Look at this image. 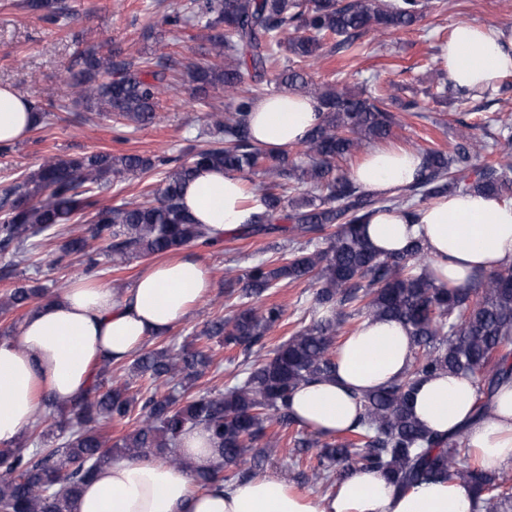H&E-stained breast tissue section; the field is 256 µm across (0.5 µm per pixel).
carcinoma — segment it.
I'll list each match as a JSON object with an SVG mask.
<instances>
[{"label":"carcinoma","mask_w":512,"mask_h":512,"mask_svg":"<svg viewBox=\"0 0 512 512\" xmlns=\"http://www.w3.org/2000/svg\"><path fill=\"white\" fill-rule=\"evenodd\" d=\"M24 8L54 22L66 10L63 0H25ZM427 9V0H188L184 12L168 16L166 23L204 31L208 61L203 65L171 55L124 56L120 50L100 56L91 47L79 54L69 77L49 93V103L68 99L87 112L114 114L137 129L155 122L160 97L186 75L204 97L210 88L224 90L229 116L212 114L210 147H188L185 160L173 166L165 158L135 154L45 156L0 198L5 273L26 262L43 239L61 240L59 260L80 256L90 268L99 255L120 267L132 257L221 243L223 234L194 222L181 205L184 185L202 167L238 176L247 194L261 197L265 210L241 230L291 235L288 257L277 264L254 261L242 276L229 279L230 288L243 283L238 310L194 333L199 340L239 349L246 362L242 379L215 394L179 398L177 390H188L210 369L212 356L203 348L178 354L168 347L142 349L125 367V379L112 377L109 365H103L77 400L43 404L48 415L56 416L55 447L46 448L39 439L33 448H0V512H72L84 484L116 459L158 455L187 470L191 465L177 447L182 434L194 428L210 433L219 451L215 465L193 475L202 489L220 482L230 488L253 477L265 459L279 452V440L268 431L297 425L289 409L292 392L334 373L337 337L355 317L402 323L412 337L414 356L401 378L361 396L360 419L342 436L306 426L292 434L295 457L315 450L310 470L326 491L361 470L386 475L402 492L459 478L474 489L477 512H512L506 475L460 466V456L468 451L465 433L432 432L410 410L416 387L437 373L472 380L478 418L489 413L498 388L512 381V264L476 275L467 288H450L428 276L430 259L422 246L382 256L361 232L379 211L398 208L411 216L419 204L457 192L511 200L512 152L485 160L482 140L463 122L454 155L424 149V168L415 183L391 197L371 196L337 174L336 162L388 138L396 123L393 105L411 112L417 102L375 86L314 87L306 71L324 56L328 39L355 51L364 34L410 27ZM270 75L283 91L306 94L319 105L320 121L300 144L299 160L253 141L248 116L266 95L261 84ZM248 81L252 88L245 90ZM435 89L436 100L473 96L453 89L442 76ZM161 166V178L147 191L151 199L117 206L99 199L102 190L125 175L148 174ZM83 223L99 242L95 251L86 237L66 232V225ZM294 283L316 288L309 323L267 350V335L282 322L284 309L250 301ZM43 292L41 286L20 281L0 302V312L29 307ZM262 350L263 358L249 363ZM142 378L149 381L147 390L132 391L134 381ZM171 383L175 389L164 390ZM132 418L137 419L135 428L113 443L99 430L103 423ZM247 456L254 469H239Z\"/></svg>","instance_id":"obj_1"}]
</instances>
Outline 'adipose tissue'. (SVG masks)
Segmentation results:
<instances>
[{
    "label": "adipose tissue",
    "instance_id": "ef3b65f1",
    "mask_svg": "<svg viewBox=\"0 0 512 512\" xmlns=\"http://www.w3.org/2000/svg\"><path fill=\"white\" fill-rule=\"evenodd\" d=\"M440 66L458 89L483 91L512 73V27L457 24L441 46ZM31 104L0 85V143L23 140ZM315 100L273 94L257 102L250 117L254 141L274 151L297 145L318 122ZM416 152L371 151L352 180L366 193L388 196L413 184L423 169ZM182 203L197 223L227 232L262 212L260 198L245 199L239 177L218 169L199 170L184 188ZM381 254L420 242L430 256L436 283L461 286L474 275L512 263V203L478 194H456L417 208L408 217L380 211L362 227ZM207 268L191 257L148 266L132 288L116 293L83 278L41 303L19 336L0 342V444L9 445L34 421L42 400L77 398L94 368L128 359L152 337L183 321L208 292ZM407 329L396 321L362 320L343 348L335 373L297 387L295 418L310 429L336 435L358 418L360 394L403 376L413 355ZM475 390L466 377L436 374L414 394L411 409L426 428L464 431L486 469L512 463V383L502 386L493 408L474 418ZM465 482H437L398 492L377 471H360L335 493L304 496L285 478H250L233 489L197 490L189 472L155 458L121 460L102 467L74 504L73 512H474Z\"/></svg>",
    "mask_w": 512,
    "mask_h": 512
}]
</instances>
